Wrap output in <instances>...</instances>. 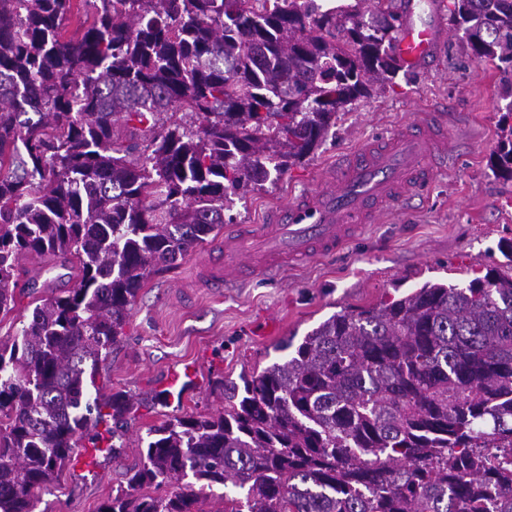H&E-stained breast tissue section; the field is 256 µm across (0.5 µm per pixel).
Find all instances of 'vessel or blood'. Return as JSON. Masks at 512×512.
Returning <instances> with one entry per match:
<instances>
[{"mask_svg": "<svg viewBox=\"0 0 512 512\" xmlns=\"http://www.w3.org/2000/svg\"><path fill=\"white\" fill-rule=\"evenodd\" d=\"M436 32L424 21L408 19L398 29L395 55L415 66L428 57ZM440 141L428 125L364 145L336 165L320 191L290 201L272 224H237L226 230L224 262L208 268L210 287L249 274L278 272L344 247L360 225L377 220L392 202L411 196L429 182Z\"/></svg>", "mask_w": 512, "mask_h": 512, "instance_id": "1", "label": "vessel or blood"}]
</instances>
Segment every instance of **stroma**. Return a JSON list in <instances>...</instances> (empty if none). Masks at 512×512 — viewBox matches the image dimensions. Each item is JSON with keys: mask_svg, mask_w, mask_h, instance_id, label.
Returning a JSON list of instances; mask_svg holds the SVG:
<instances>
[{"mask_svg": "<svg viewBox=\"0 0 512 512\" xmlns=\"http://www.w3.org/2000/svg\"><path fill=\"white\" fill-rule=\"evenodd\" d=\"M437 2V45L412 71L339 112L320 148L275 182L235 200V223L260 224L272 206L311 189L324 171L356 149L406 128L419 115L447 111L457 149L414 198L362 225L336 255L248 278L230 288L200 284V262L220 254L223 234L207 238L176 264L153 273L139 291L119 343L101 365L102 394L132 398L122 448L94 466H68L36 512H98L139 464L137 447L151 428L184 414H219L221 383L285 359L279 346L301 342L346 307L401 298L425 282L466 286L496 267L512 270V179L498 177L492 156L512 129V80L475 60ZM16 306L0 316V344L52 288H69V268L48 256L24 255L16 268ZM195 364L199 377L158 402L171 370Z\"/></svg>", "mask_w": 512, "mask_h": 512, "instance_id": "stroma-1", "label": "stroma"}]
</instances>
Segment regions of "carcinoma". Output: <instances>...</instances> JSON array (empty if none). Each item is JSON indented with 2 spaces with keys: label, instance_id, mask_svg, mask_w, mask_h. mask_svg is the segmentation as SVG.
Segmentation results:
<instances>
[{
  "label": "carcinoma",
  "instance_id": "carcinoma-1",
  "mask_svg": "<svg viewBox=\"0 0 512 512\" xmlns=\"http://www.w3.org/2000/svg\"><path fill=\"white\" fill-rule=\"evenodd\" d=\"M80 2L66 37L73 0H0V313L21 255L77 268L0 346V512H36L102 409L132 413L90 388L148 276L401 68L394 0ZM450 15L512 72V0ZM120 124L152 133L142 161ZM493 167L512 178V138ZM241 380L151 430L99 512H512V275L345 308Z\"/></svg>",
  "mask_w": 512,
  "mask_h": 512
}]
</instances>
